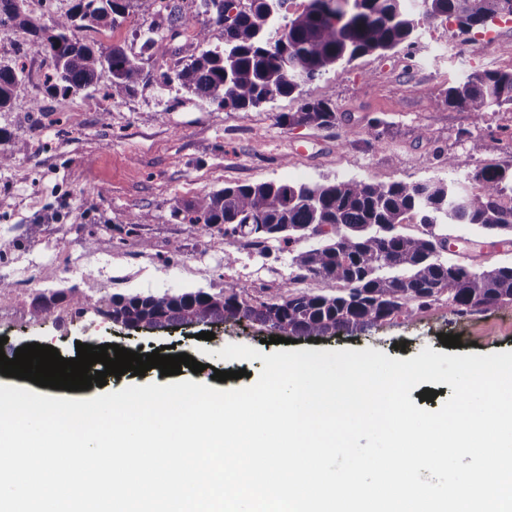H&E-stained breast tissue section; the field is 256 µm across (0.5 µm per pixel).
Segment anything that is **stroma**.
Masks as SVG:
<instances>
[{
    "instance_id": "35a3bbf8",
    "label": "stroma",
    "mask_w": 512,
    "mask_h": 512,
    "mask_svg": "<svg viewBox=\"0 0 512 512\" xmlns=\"http://www.w3.org/2000/svg\"><path fill=\"white\" fill-rule=\"evenodd\" d=\"M161 18L151 0H133L128 14L103 46L133 49ZM25 53L28 76L9 109L0 111V129L23 138L24 153L0 168V349L14 355L33 342L76 357V345L116 344L150 353L162 346L196 357L202 380L213 370H245V377L223 382V389L249 385L261 360L223 361L215 352L242 344L275 352L272 328L227 324L213 340L179 334L127 333L89 312L61 324H37L28 313L35 290L74 288L97 296L205 291L217 293L234 281L254 285L256 299L282 287L291 274L288 253L261 257L244 241L225 238L171 216L180 201L236 184L267 181L321 183L365 179L389 183L443 178L470 183L480 168L512 164V107L489 112L481 129L469 115L448 106L443 90L476 70L512 68V22H495L490 40L456 34L445 22L419 30L413 46L384 56L367 55L339 75L306 84L302 96L328 98L340 117L326 128L291 127L279 114L295 111L298 100L277 98L249 110L217 109L209 100L157 80L172 67V56H146L147 76L134 94L106 102L98 92L49 97L43 92L42 54L30 35L15 29L0 33V59L14 48ZM383 120L381 142L361 136L368 120ZM455 155L448 170L443 159ZM146 215L131 225L132 215ZM39 234H31L32 225ZM94 236L92 248L81 240ZM452 239L467 244L454 258L479 270L512 262V245H500L469 224L448 227ZM150 248H142L141 240ZM184 252L171 253L174 244ZM236 254L225 267V252ZM459 335L460 354L512 351V307L458 317L440 302L434 310L398 316L332 339L299 340L301 350L372 348L392 358L410 359L423 348L444 352L440 334ZM205 353H198V346Z\"/></svg>"
}]
</instances>
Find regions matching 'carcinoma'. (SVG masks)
<instances>
[{
	"instance_id": "1",
	"label": "carcinoma",
	"mask_w": 512,
	"mask_h": 512,
	"mask_svg": "<svg viewBox=\"0 0 512 512\" xmlns=\"http://www.w3.org/2000/svg\"><path fill=\"white\" fill-rule=\"evenodd\" d=\"M200 0L199 13L224 28V45L210 47L207 24L193 41L170 50L166 37L148 28L145 51L176 57L160 86L177 87L222 110L257 108L278 97L300 98L297 109L277 120L290 126L336 124V104L304 99L302 87L373 53L410 41L418 29L442 18L461 35L497 19L512 21V0ZM169 30L193 25L177 0H159ZM130 0H70L69 8L44 24L29 12V0H0V31L26 30L43 47V86L50 95H79L108 75L103 100L131 95L142 79L138 58L124 47L103 50L81 30L112 31ZM24 54L0 61V110L10 107L24 80ZM445 102L473 116L512 106V69L474 72L449 86ZM0 152L8 166L26 143L4 136ZM470 191L454 180L382 183L366 180L319 184H236L178 203L172 216L187 224L241 237L259 253L291 254L296 276L266 301L236 282L219 293L165 292L93 297L74 288L49 294L29 306L32 320L56 322L65 305L72 314L96 315L125 329L173 330L200 325L258 322L299 338L334 336L349 328H371L405 313L431 310L442 296L458 317L512 305V263L488 270L448 259L449 224H471L498 237L512 236V165H488L473 176ZM326 231L308 246L307 226ZM336 286L333 295L291 289L298 280Z\"/></svg>"
}]
</instances>
